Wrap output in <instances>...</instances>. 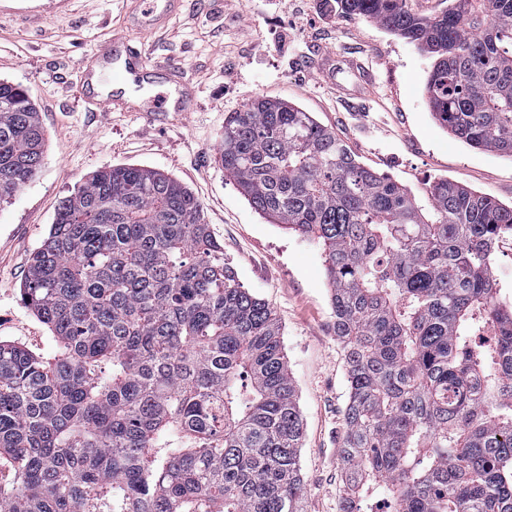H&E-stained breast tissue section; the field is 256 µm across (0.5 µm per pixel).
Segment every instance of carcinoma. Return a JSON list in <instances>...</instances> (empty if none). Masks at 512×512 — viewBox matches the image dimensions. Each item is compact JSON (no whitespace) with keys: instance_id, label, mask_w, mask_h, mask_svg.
Listing matches in <instances>:
<instances>
[{"instance_id":"1","label":"carcinoma","mask_w":512,"mask_h":512,"mask_svg":"<svg viewBox=\"0 0 512 512\" xmlns=\"http://www.w3.org/2000/svg\"><path fill=\"white\" fill-rule=\"evenodd\" d=\"M434 58L430 112L512 157V0H336ZM45 133L0 80V201ZM219 162L251 207L319 244L347 380L339 512H512V301L492 261L512 206L411 192L311 113L255 97ZM20 301L54 342L0 340V512H302L304 424L278 321L195 195L140 165L90 173L32 253Z\"/></svg>"}]
</instances>
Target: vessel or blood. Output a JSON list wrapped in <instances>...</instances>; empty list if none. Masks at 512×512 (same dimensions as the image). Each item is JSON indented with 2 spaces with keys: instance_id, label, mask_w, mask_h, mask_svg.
<instances>
[{
  "instance_id": "vessel-or-blood-1",
  "label": "vessel or blood",
  "mask_w": 512,
  "mask_h": 512,
  "mask_svg": "<svg viewBox=\"0 0 512 512\" xmlns=\"http://www.w3.org/2000/svg\"><path fill=\"white\" fill-rule=\"evenodd\" d=\"M313 66L321 76L338 73L341 67H348L355 78L357 95L367 99L373 84V74L363 63L355 59L339 64L334 53L317 49ZM110 74L113 84H121L126 77L135 76L148 81L153 75H160L167 85L165 93L156 94L146 101L134 102L119 92L94 93L93 86L103 74ZM80 87L88 106L112 112H189L195 100V87L183 67L178 65H150L142 51L132 45L128 38L117 37L111 43L95 48L85 58L80 70Z\"/></svg>"
}]
</instances>
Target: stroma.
<instances>
[{"label": "stroma", "instance_id": "stroma-1", "mask_svg": "<svg viewBox=\"0 0 512 512\" xmlns=\"http://www.w3.org/2000/svg\"><path fill=\"white\" fill-rule=\"evenodd\" d=\"M182 0L162 23L125 0H72L40 17L0 14V79L27 87L47 134L37 175L0 202V339L46 350L50 334L20 303L29 259L55 212L92 171L144 165L171 175L202 204L224 256L249 290L267 301L281 325L304 419L301 450L304 512H338L340 441L347 400L345 367L333 330L321 248L249 204L224 173L218 152L224 119L262 88L312 112L365 165L426 203L430 184L447 178L512 204V159L474 149L434 120L425 84L431 59L415 45L362 18H345L334 0ZM132 38L150 63L187 69L198 88L194 111H90L80 65L112 36ZM357 55L376 77L363 108L345 104L336 84L309 70L315 50Z\"/></svg>", "mask_w": 512, "mask_h": 512}]
</instances>
